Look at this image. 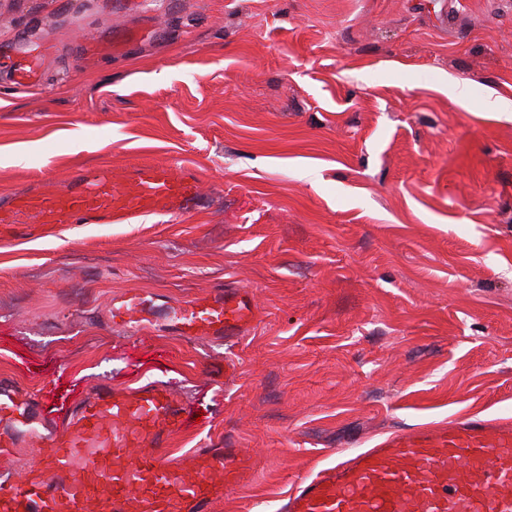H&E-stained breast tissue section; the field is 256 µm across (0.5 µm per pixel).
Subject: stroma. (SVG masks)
<instances>
[{"instance_id": "1", "label": "stroma", "mask_w": 512, "mask_h": 512, "mask_svg": "<svg viewBox=\"0 0 512 512\" xmlns=\"http://www.w3.org/2000/svg\"><path fill=\"white\" fill-rule=\"evenodd\" d=\"M113 2L0 0L1 70L32 32L58 49L42 87L0 80V197L149 162L199 171L204 204L0 231V380L39 421L163 381L213 411L171 447L256 461L216 512H275L340 449L512 418V118L483 108L512 101V0H176L125 54L88 58L131 22ZM227 282L258 306L235 344L105 316L129 289Z\"/></svg>"}]
</instances>
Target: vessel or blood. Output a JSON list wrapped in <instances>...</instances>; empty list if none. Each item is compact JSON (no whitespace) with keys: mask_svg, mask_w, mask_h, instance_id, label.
Wrapping results in <instances>:
<instances>
[{"mask_svg":"<svg viewBox=\"0 0 512 512\" xmlns=\"http://www.w3.org/2000/svg\"><path fill=\"white\" fill-rule=\"evenodd\" d=\"M45 38L35 54L12 63L22 89L41 84L54 52ZM200 175L140 163L113 172L82 170L56 191L0 201V224H127L145 215L183 216L199 198ZM151 299L128 291L109 304L112 324H150ZM170 332L181 337L241 339L257 318L251 291L232 285L176 302ZM34 395L0 386V417L26 429ZM188 407L155 383L106 389L66 412L22 480L11 461L20 443L0 435V512H214L236 491L251 457L241 448L200 446L182 455L170 433L196 429ZM278 512H512V418L463 414L347 448L335 462L300 474Z\"/></svg>","mask_w":512,"mask_h":512,"instance_id":"1","label":"vessel or blood"}]
</instances>
